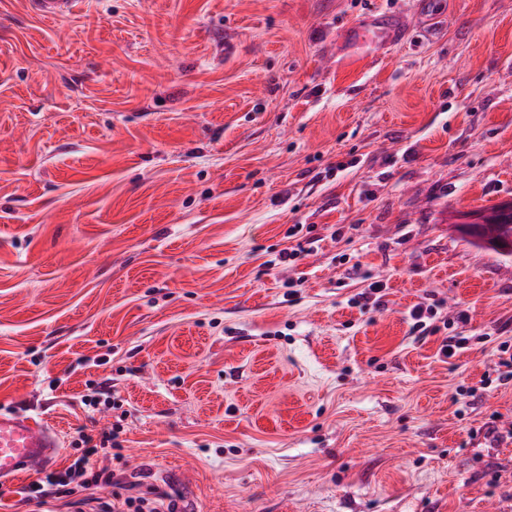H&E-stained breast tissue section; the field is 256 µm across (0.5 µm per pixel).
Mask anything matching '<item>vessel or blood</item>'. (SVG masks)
Segmentation results:
<instances>
[{"instance_id": "obj_1", "label": "vessel or blood", "mask_w": 512, "mask_h": 512, "mask_svg": "<svg viewBox=\"0 0 512 512\" xmlns=\"http://www.w3.org/2000/svg\"><path fill=\"white\" fill-rule=\"evenodd\" d=\"M76 0H34L38 13L56 18L72 12ZM404 36V19L392 13H372L359 26L346 31L348 44L386 45ZM63 440L57 429L35 415L0 410V484L12 483L23 474L49 468L62 452Z\"/></svg>"}]
</instances>
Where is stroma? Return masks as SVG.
I'll return each mask as SVG.
<instances>
[{
	"label": "stroma",
	"instance_id": "1",
	"mask_svg": "<svg viewBox=\"0 0 512 512\" xmlns=\"http://www.w3.org/2000/svg\"><path fill=\"white\" fill-rule=\"evenodd\" d=\"M371 8L404 39L337 55ZM509 198L512 0H0V408L124 428L0 512H512V257L452 228ZM78 0H34L38 13L45 18L64 16L73 11ZM440 307L439 302H433L428 305H417L410 311V319L412 323V331L417 332L418 336H428L440 332L441 327L430 322L437 315V308ZM121 429L112 427L103 430L98 435L81 432L76 450L69 466L62 471L45 473L44 476L33 480L26 487V497L29 501H36L39 505L48 504L49 500L69 497L76 489L88 490L98 486L102 481L108 482L111 474L105 469L96 470L91 466V459L100 453L112 457V448H121L119 437ZM75 483L74 487H70Z\"/></svg>",
	"mask_w": 512,
	"mask_h": 512
}]
</instances>
